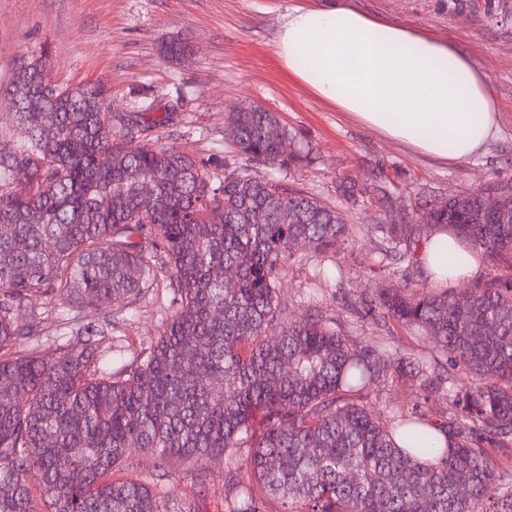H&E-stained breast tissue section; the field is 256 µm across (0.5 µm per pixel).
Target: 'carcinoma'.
<instances>
[{"mask_svg": "<svg viewBox=\"0 0 512 512\" xmlns=\"http://www.w3.org/2000/svg\"><path fill=\"white\" fill-rule=\"evenodd\" d=\"M170 60L190 54L173 39ZM0 122V512H183L206 464L247 452L228 472L224 512H512V479L491 448L512 447V195L498 210L482 188L424 210L414 224H376L379 263L404 268L374 312L436 350L394 356L357 349L319 318L285 321L279 288L302 247L323 263L348 225L320 200L247 166L151 144L173 113L110 112L99 83L62 89L29 58L6 86ZM231 149L287 170L301 151L256 105L236 106ZM292 205V222L278 210ZM444 224L484 259L468 288L414 284L424 233ZM177 288L145 358L112 369L97 348L20 354L35 299L124 308L149 288ZM448 365L467 383L449 415L424 409L384 420L365 401L392 372L435 389ZM157 471L183 464L161 491L149 475L115 476L132 451Z\"/></svg>", "mask_w": 512, "mask_h": 512, "instance_id": "1", "label": "carcinoma"}]
</instances>
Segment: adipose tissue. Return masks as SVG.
Returning <instances> with one entry per match:
<instances>
[{
    "label": "adipose tissue",
    "mask_w": 512,
    "mask_h": 512,
    "mask_svg": "<svg viewBox=\"0 0 512 512\" xmlns=\"http://www.w3.org/2000/svg\"><path fill=\"white\" fill-rule=\"evenodd\" d=\"M275 49L320 98L420 155L465 162L499 131L487 73L452 43L370 16L352 0L289 7Z\"/></svg>",
    "instance_id": "1"
}]
</instances>
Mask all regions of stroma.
I'll list each match as a JSON object with an SVG mask.
<instances>
[{"instance_id": "stroma-1", "label": "stroma", "mask_w": 512, "mask_h": 512, "mask_svg": "<svg viewBox=\"0 0 512 512\" xmlns=\"http://www.w3.org/2000/svg\"><path fill=\"white\" fill-rule=\"evenodd\" d=\"M299 3L315 7L322 0H0V84L21 59L35 55L45 57L60 87L104 84L112 111L175 105L174 122L155 131V142L210 159L217 169L243 162L225 136L230 107L256 103L273 112L306 155L275 179L319 199L352 227L336 244L342 274L326 284L311 280L317 260L302 251L280 290L289 318L333 320L357 347L378 341L433 350L432 337L395 338L365 316L362 302L396 279L375 262L380 239L371 227L406 224L422 206L492 181L512 182V0H354L370 15L452 42L488 74L500 131L482 154L459 164L430 160L384 138L288 74L275 38L283 15ZM174 38L192 48L177 65L162 52ZM169 299L166 292L135 299L103 327L101 350H121L122 364H136L157 340ZM32 308L41 323L36 335L20 341L22 351L36 347L49 357L76 342L77 327L103 326L90 308L61 314L42 299ZM370 399L387 417L420 400L435 413L448 409L446 389L424 393L409 375L373 386Z\"/></svg>"}]
</instances>
